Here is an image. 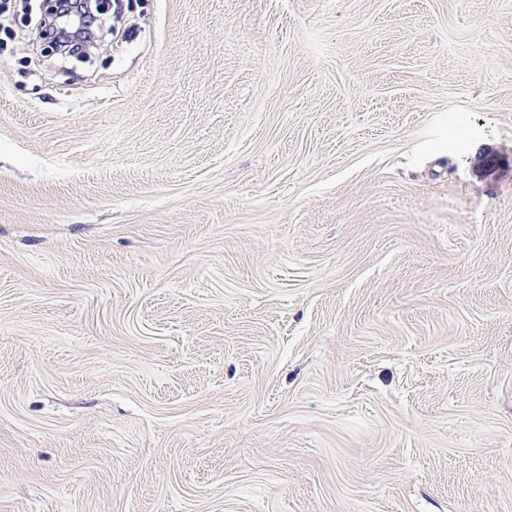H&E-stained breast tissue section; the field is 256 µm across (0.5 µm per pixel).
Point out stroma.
Returning a JSON list of instances; mask_svg holds the SVG:
<instances>
[{
  "instance_id": "obj_1",
  "label": "stroma",
  "mask_w": 512,
  "mask_h": 512,
  "mask_svg": "<svg viewBox=\"0 0 512 512\" xmlns=\"http://www.w3.org/2000/svg\"><path fill=\"white\" fill-rule=\"evenodd\" d=\"M0 15V512H512V0Z\"/></svg>"
}]
</instances>
